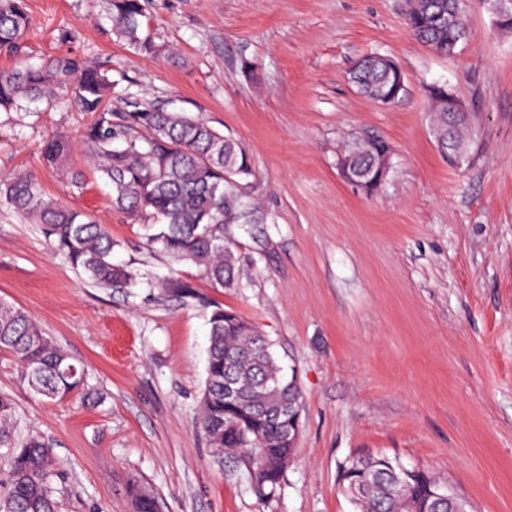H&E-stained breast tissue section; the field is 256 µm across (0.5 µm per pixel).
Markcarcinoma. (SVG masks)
Listing matches in <instances>:
<instances>
[{
	"label": "carcinoma",
	"instance_id": "obj_1",
	"mask_svg": "<svg viewBox=\"0 0 512 512\" xmlns=\"http://www.w3.org/2000/svg\"><path fill=\"white\" fill-rule=\"evenodd\" d=\"M148 0H104L112 34L144 51H156L144 28ZM27 0H0V55L14 66L0 69V110H22L35 102L50 105L71 98L93 120L82 137L92 158L94 173L111 188L112 205L155 229L149 243L179 261L199 268L221 288L236 285L235 256L224 242V225L248 207L233 185L253 176L245 150L202 119L184 112L133 105L112 106V79L108 70L90 66L71 54L28 62L23 44L29 28ZM405 24L412 35L438 52L448 49V0H407ZM350 79L368 98L399 91L406 84L376 65V56L361 58ZM434 138L440 151L448 133L462 139L463 124L448 130V108L434 110ZM72 143L58 133L44 141L45 166L69 176L76 188L84 174L67 167ZM0 204L40 225L51 245L90 281L106 288H128L131 269L112 262L118 243L105 225L85 211L48 195L31 173L0 177ZM165 294L193 298L192 287L171 278L161 284ZM210 345L201 393L198 426L216 462L246 468L259 490L275 488L294 453L283 442L288 422V398L300 401L298 389L285 391L283 375L271 352V343L240 313L214 306L209 318ZM0 351L10 353L21 367L29 389L46 399L63 398L84 384V372L70 356L45 336L22 309L0 300ZM238 398L224 407V355ZM15 404L0 394V449H5L8 471L0 486V512H57L52 495L56 461L37 434L18 441L14 436ZM369 474L362 490L351 499L356 512H409L410 499L426 496L439 484L419 471L414 482L406 468L385 456L359 457L343 469L349 478ZM134 512H157L158 499L139 485L129 486Z\"/></svg>",
	"mask_w": 512,
	"mask_h": 512
}]
</instances>
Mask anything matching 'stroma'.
<instances>
[{"label":"stroma","mask_w":512,"mask_h":512,"mask_svg":"<svg viewBox=\"0 0 512 512\" xmlns=\"http://www.w3.org/2000/svg\"><path fill=\"white\" fill-rule=\"evenodd\" d=\"M31 61L70 53L112 71V104L176 107L236 140L254 174L236 187L246 223L228 224L237 288L147 244L94 177L75 191L45 168L55 132L88 170V114L71 102L0 112V173H33L52 196L105 224L112 260L136 275L101 288L38 227L0 207V299L27 312L84 370L82 390L48 400L0 352V393L16 438L40 433L62 475L58 512H132L135 480L163 512H355L340 468L383 455L438 476L472 512H512V31L468 0L469 34L440 55L404 23L405 0H149L155 53L111 32L102 0H28ZM391 57L406 93L380 105L348 72ZM446 85L470 113L473 148L441 155L426 89ZM390 146L365 192L338 168L352 136ZM197 298L165 295L168 277ZM221 304L273 343L302 396L294 454L258 495L245 469L219 467L197 427Z\"/></svg>","instance_id":"35a3bbf8"}]
</instances>
